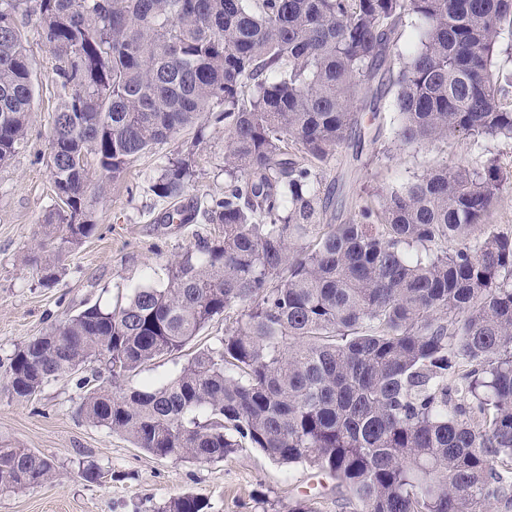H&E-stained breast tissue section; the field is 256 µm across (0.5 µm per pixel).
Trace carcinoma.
I'll return each mask as SVG.
<instances>
[{"mask_svg": "<svg viewBox=\"0 0 512 512\" xmlns=\"http://www.w3.org/2000/svg\"><path fill=\"white\" fill-rule=\"evenodd\" d=\"M417 45L393 81L404 145L512 141V0H0V164L34 104L23 26L35 21L62 102L49 168L69 200L46 217L41 282L91 236L89 160L102 197L154 146L222 110L224 193L159 217L196 234L161 288L94 304L18 346L5 369L30 398L77 380L85 418L158 458L222 460L256 448L336 481L352 512H512V234L485 224L498 161L442 164L324 224L318 172L361 121V95L406 19ZM191 160L153 184L180 199ZM224 336L158 388L129 385L215 319ZM53 464L0 447V493ZM157 512H208L184 495Z\"/></svg>", "mask_w": 512, "mask_h": 512, "instance_id": "carcinoma-1", "label": "carcinoma"}]
</instances>
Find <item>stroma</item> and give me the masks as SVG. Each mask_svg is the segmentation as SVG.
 I'll return each mask as SVG.
<instances>
[{
	"label": "stroma",
	"instance_id": "35a3bbf8",
	"mask_svg": "<svg viewBox=\"0 0 512 512\" xmlns=\"http://www.w3.org/2000/svg\"><path fill=\"white\" fill-rule=\"evenodd\" d=\"M25 35L34 59V110L24 147L0 166L1 363L21 343L87 306L110 307L132 288L166 284L169 264L185 252L196 231L192 224L179 230L157 224L169 203L152 186L169 160L191 157L195 176L188 198L202 204L224 190V132L204 117L202 143H195L194 130L181 131L135 161L107 197L92 201L95 233L65 253L55 284L41 285L36 244L47 230L45 214L57 206L47 158L61 100L48 47L33 26H26ZM388 78L383 71L376 78L381 85L377 112L364 114L361 141H350L323 174L327 219L340 224L351 218L364 202V188L398 189L444 162L473 165L494 157L512 173L508 141L489 138L476 145L455 133L444 145L400 146L394 140L396 89ZM224 326L223 319L214 320L184 353L144 367L134 385L156 387L174 378L188 354L223 336ZM82 396L75 378L64 377L35 397L20 398L0 374V446L35 450L55 468L48 482L0 493V512H157L183 494L206 498L211 512H288L307 496L320 500L322 512H350L334 481L316 469L280 465L253 448L207 463L156 458L88 422L80 413ZM89 463L100 468V481L81 478Z\"/></svg>",
	"mask_w": 512,
	"mask_h": 512
}]
</instances>
